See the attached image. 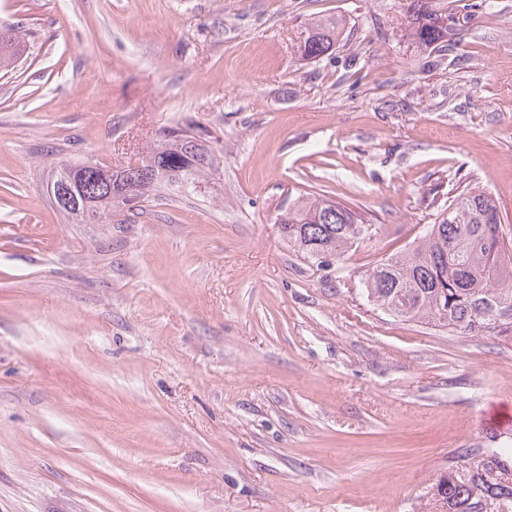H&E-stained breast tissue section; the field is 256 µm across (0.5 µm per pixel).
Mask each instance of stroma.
<instances>
[{
	"label": "stroma",
	"instance_id": "obj_1",
	"mask_svg": "<svg viewBox=\"0 0 512 512\" xmlns=\"http://www.w3.org/2000/svg\"><path fill=\"white\" fill-rule=\"evenodd\" d=\"M410 0H0V512H442L438 477L512 433V340L373 308L358 273L473 185L512 221V0L418 46ZM346 21L331 58L307 24ZM220 169L133 224H76L59 160L161 129ZM375 234L316 270L298 195ZM343 25L342 18L335 15L314 19L307 30L306 37L299 46L300 56L302 58L320 59L324 55H331L333 51H328L336 45ZM0 32V69H8L23 53L24 45L19 36L12 30Z\"/></svg>",
	"mask_w": 512,
	"mask_h": 512
}]
</instances>
